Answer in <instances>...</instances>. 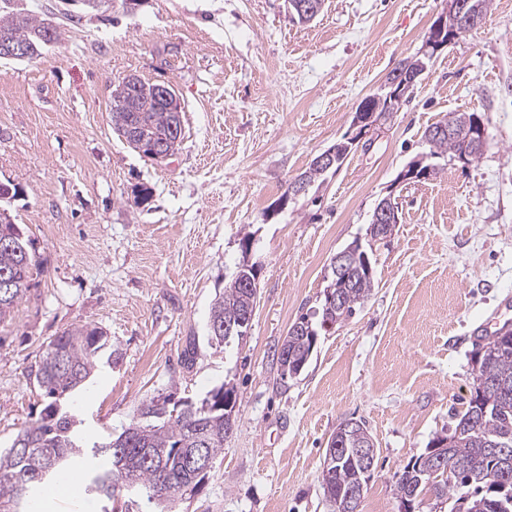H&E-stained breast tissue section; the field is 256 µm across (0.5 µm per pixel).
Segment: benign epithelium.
I'll use <instances>...</instances> for the list:
<instances>
[{"label":"benign epithelium","instance_id":"7a95c632","mask_svg":"<svg viewBox=\"0 0 512 512\" xmlns=\"http://www.w3.org/2000/svg\"><path fill=\"white\" fill-rule=\"evenodd\" d=\"M295 8L304 17H316L323 8L324 0H296ZM482 18L478 10L471 5V0H448L447 7L438 15L433 26L430 38L425 41L420 54L426 58H434L435 55L448 44L443 39L446 32L458 33V28L464 24L479 26ZM27 53V48L11 41L7 35V22L0 23V56L8 59H20ZM426 70V65L422 61L413 64L402 63L392 70L385 80L384 87L389 89L386 97L378 98V106L372 109L360 108L355 112L352 128L356 132L346 136V141L337 143L318 154L312 165L328 170H334L343 160L350 150V145L356 144L373 132L376 128L382 126L385 113L391 111V103H402L405 97L411 94L414 85L419 76ZM138 151H147L157 161H166L175 155V150L166 148L153 141H140L135 143ZM397 219V207L392 196H387L375 209L373 222L376 225L390 224ZM237 286L245 289L252 296H257L258 275L255 268L242 262L234 277ZM355 425L353 421H346L340 424L328 442L326 460L322 472L323 484H328L334 474V465L336 458L342 450L343 444L347 441L351 427ZM355 455L360 461L362 471L365 475L373 472V465L376 456V444L369 433H364L362 439L355 448Z\"/></svg>","mask_w":512,"mask_h":512}]
</instances>
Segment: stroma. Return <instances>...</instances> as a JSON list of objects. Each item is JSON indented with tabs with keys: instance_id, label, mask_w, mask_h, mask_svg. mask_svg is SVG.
I'll list each match as a JSON object with an SVG mask.
<instances>
[{
	"instance_id": "stroma-1",
	"label": "stroma",
	"mask_w": 512,
	"mask_h": 512,
	"mask_svg": "<svg viewBox=\"0 0 512 512\" xmlns=\"http://www.w3.org/2000/svg\"><path fill=\"white\" fill-rule=\"evenodd\" d=\"M15 4L38 7L61 40L31 62L0 60V182L19 186L10 211L41 260L0 321V440L48 404L29 377L46 343L98 326L121 357L77 399L85 435L120 433L152 397L235 389L236 429L176 512H334L321 471L349 419L377 446L360 512H403L397 474L448 435L474 391L476 328L512 324V0H493L391 121L289 199L288 180L350 131L446 0H325L308 23L286 0H141L132 12L114 0L71 20L60 0ZM130 74L181 100L184 139L167 161L111 128L112 86ZM455 111L480 115L481 157L399 182L428 150L425 129ZM388 195L400 222L368 242ZM356 240L375 288L281 379L289 327L316 309L331 258ZM245 259L259 274L249 334L211 344L210 305Z\"/></svg>"
}]
</instances>
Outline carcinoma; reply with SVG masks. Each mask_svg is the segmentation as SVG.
I'll return each instance as SVG.
<instances>
[{
  "mask_svg": "<svg viewBox=\"0 0 512 512\" xmlns=\"http://www.w3.org/2000/svg\"><path fill=\"white\" fill-rule=\"evenodd\" d=\"M10 0L0 5V17L14 16L9 38L30 50L28 59L42 55L47 44L40 34L48 19L33 11L17 10ZM476 112H450L432 127H443L442 137L423 134L429 147L428 163L459 151L469 142ZM112 130L127 143L143 138H164L177 131L184 133L182 113L172 112L163 99L154 94L152 84L144 80L129 88L126 96L112 97L109 112ZM14 237L10 249L0 247V278L10 280V287L0 289V321L11 315L30 288L33 269L38 265L32 245L20 225L6 224ZM326 285L341 287V301L326 307L321 299L318 320L308 319L311 328L341 324L364 304L375 287L369 258L358 255L347 277L337 275L330 263ZM250 305L244 289L229 282L213 300L208 319L223 322L237 320ZM505 339L494 334L484 339L476 375L492 384L508 388L493 396L492 402L470 398L466 409L448 436L437 439L430 455L439 458L437 469L430 472L429 455L409 462L398 475L394 491L401 504L409 494L435 497L451 496L452 512H512V466L504 468L491 449H512V345L503 348ZM288 349L294 353L295 366L280 372V380L299 374L313 350L306 335L288 336ZM107 363L119 360V349L112 348L107 333L97 326L68 329L50 339L40 360L31 371L33 381L50 398L45 414L22 427L9 446L0 447V512H32L37 493L50 486L63 471L84 467L88 473L87 492L101 501V512H112L108 503L122 491H136L150 505L149 512H174L177 499L194 494L205 475L191 469L188 454L202 448L211 460L224 453L227 428L224 407L216 399L234 388L221 384L199 400L171 396L164 403L152 397L140 403L136 416L117 436H102L92 442L74 431L73 416L62 410L61 401L83 388L102 356ZM454 483H448V477ZM364 480L358 462L350 456L336 463L328 496L345 502Z\"/></svg>",
  "mask_w": 512,
  "mask_h": 512,
  "instance_id": "carcinoma-1",
  "label": "carcinoma"
}]
</instances>
